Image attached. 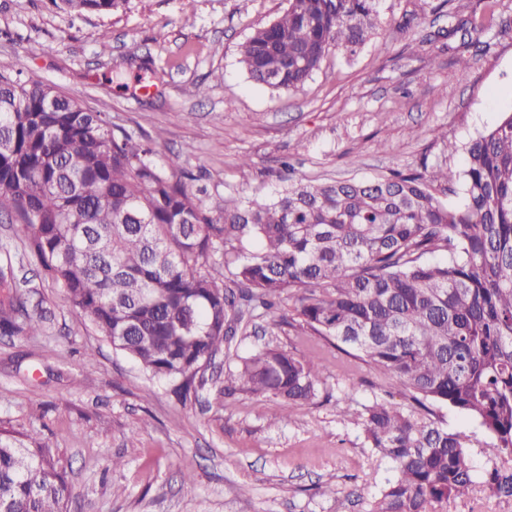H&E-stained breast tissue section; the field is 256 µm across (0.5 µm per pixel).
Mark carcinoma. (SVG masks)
Here are the masks:
<instances>
[{
    "instance_id": "cac0c4a2",
    "label": "carcinoma",
    "mask_w": 512,
    "mask_h": 512,
    "mask_svg": "<svg viewBox=\"0 0 512 512\" xmlns=\"http://www.w3.org/2000/svg\"><path fill=\"white\" fill-rule=\"evenodd\" d=\"M109 14L130 0H49ZM380 0H287L240 47L250 77L303 85L330 44L351 53ZM468 46L493 16L455 22ZM0 214L27 232L24 256L65 289L77 315L182 400L212 384L204 366L258 319L309 329L353 351L410 395L364 406L367 446L394 475L368 512H448L474 484L464 448L434 409L474 419L485 451L512 455V111L464 147L463 168L423 166L361 182L283 178L270 199L214 204L179 155L136 137L39 81L0 73ZM461 194L448 207L442 194ZM44 317L12 260L0 264V335L32 336ZM324 367L270 343L237 356L224 390L312 401ZM484 483L512 495V473ZM61 458L38 432L0 428V512H67Z\"/></svg>"
}]
</instances>
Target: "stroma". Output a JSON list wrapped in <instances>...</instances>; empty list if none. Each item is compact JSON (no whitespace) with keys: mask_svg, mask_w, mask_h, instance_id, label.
Listing matches in <instances>:
<instances>
[{"mask_svg":"<svg viewBox=\"0 0 512 512\" xmlns=\"http://www.w3.org/2000/svg\"><path fill=\"white\" fill-rule=\"evenodd\" d=\"M442 2L423 13L419 0H380L381 22L355 54L330 47L301 88L284 91L252 81L238 46L286 0H131L81 16L45 0H0V71L38 78L134 135L159 134L160 156L188 152L216 201L271 196L286 162L315 182L423 162L459 168L462 154L446 143L465 144L512 110V0H494L493 27L467 49L464 72L458 38L437 32L449 11L468 16L484 4ZM24 272L46 323L36 336H0V427L54 442L79 493L70 512H366L392 477L365 444L362 413L377 395L406 404L403 391L320 336L268 337L325 365L316 398L287 419L266 395L212 390L184 403L79 317L64 288ZM439 414L473 437L469 501L492 512L482 430L456 411ZM187 471L193 483H183ZM326 484L335 495L321 494Z\"/></svg>","mask_w":512,"mask_h":512,"instance_id":"stroma-1","label":"stroma"}]
</instances>
